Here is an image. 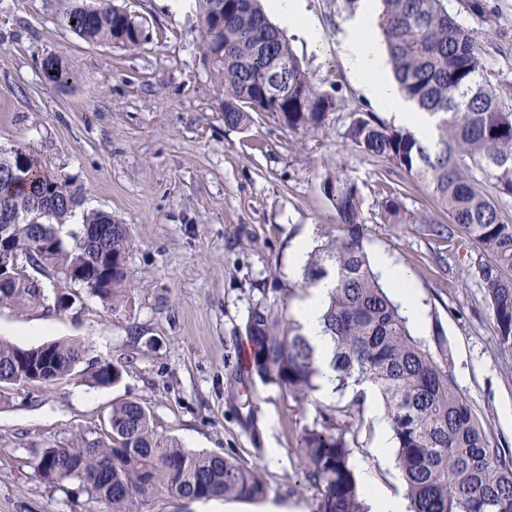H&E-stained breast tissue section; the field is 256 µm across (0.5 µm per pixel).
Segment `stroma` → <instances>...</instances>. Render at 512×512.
<instances>
[{
    "instance_id": "obj_1",
    "label": "stroma",
    "mask_w": 512,
    "mask_h": 512,
    "mask_svg": "<svg viewBox=\"0 0 512 512\" xmlns=\"http://www.w3.org/2000/svg\"><path fill=\"white\" fill-rule=\"evenodd\" d=\"M142 27L133 50L93 44L62 18L59 0H0V146L35 149L48 168L85 191L83 211L126 225L134 285L110 307L51 271L39 272L65 310L0 308V339L30 347L84 344L72 375L43 386L0 388V512H111L77 483L47 484L35 468L43 449L78 438L103 440L113 405L140 403L158 436L185 449L230 456L257 469L268 487L256 501L227 500L226 512L265 506L313 512L316 495L299 477L297 438L348 395L297 403L239 364L245 323L259 302L291 316L306 296L292 262L296 238L319 244L335 211L322 190L342 172L360 187L369 257L386 255L408 273L422 310L413 333L441 332L449 369L502 445L512 449V353L497 342L479 277L485 254L463 234L427 235L419 224L376 222V161L343 132L354 112L373 106L357 89L342 53V0H306L320 44L287 37L318 91L337 108L324 127L297 135L255 115L248 129L224 125L220 88L200 51L193 0H113ZM487 20L461 14L486 62L485 76L512 101V0H486ZM59 60L70 78L47 81L42 65ZM39 335H31V328ZM120 367L121 380L93 387L96 366ZM387 411L373 395L355 424L351 464L399 492L403 484L374 451Z\"/></svg>"
}]
</instances>
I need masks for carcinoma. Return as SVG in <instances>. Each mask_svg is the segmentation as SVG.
<instances>
[{
	"instance_id": "carcinoma-1",
	"label": "carcinoma",
	"mask_w": 512,
	"mask_h": 512,
	"mask_svg": "<svg viewBox=\"0 0 512 512\" xmlns=\"http://www.w3.org/2000/svg\"><path fill=\"white\" fill-rule=\"evenodd\" d=\"M63 19L82 38L137 48L141 26L112 0H60ZM381 35L402 93L436 117L437 138L428 147L413 131L387 124L374 112L354 114L344 137L386 171L400 169L423 185L437 205L419 223L435 236L464 233L489 257L480 268L500 347L512 353V221L477 185L473 171L512 196V107L482 82L484 62L474 37L448 8V0H382ZM458 10L484 19V0H457ZM201 21L202 57L223 92L224 126L244 129L256 112L295 134L325 125L335 100L315 90L283 29L263 13L259 0H196ZM336 213L303 267L310 288L331 276L335 287L323 313L324 332L333 343L330 361L334 391L349 393L348 412L323 415L319 427L298 438L300 472L317 491L316 512H365L360 499L348 418L362 414L369 384L382 396L396 444V460L410 500V512H512V453L459 392L444 358L410 330L400 306L387 295L364 246L367 218L360 189L338 172L322 183ZM82 204V190L50 171L26 149L0 147V237L25 250L37 270L61 275L82 270L77 285L114 306L126 300L131 281L126 255L127 228L104 212L83 215L86 229L102 234L76 240L68 249L57 225L67 223ZM385 224H405L400 193L388 190L377 202ZM36 288L0 286V307L22 311L46 304ZM249 369L262 382L299 402L318 390L322 375L314 350L292 319L263 303L245 324ZM80 343L52 342L22 347L0 341V384L30 383L29 366L40 362L41 383L70 375L82 361ZM121 377L105 364L88 373L94 387ZM106 441L80 440L46 448L36 459L49 484L77 482L112 512H140V505L165 494L175 499H257L268 489L255 469L232 457L182 448L155 434L144 407L122 402L110 413Z\"/></svg>"
}]
</instances>
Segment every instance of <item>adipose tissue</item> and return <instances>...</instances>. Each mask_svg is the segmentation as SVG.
Wrapping results in <instances>:
<instances>
[{
	"instance_id": "obj_1",
	"label": "adipose tissue",
	"mask_w": 512,
	"mask_h": 512,
	"mask_svg": "<svg viewBox=\"0 0 512 512\" xmlns=\"http://www.w3.org/2000/svg\"><path fill=\"white\" fill-rule=\"evenodd\" d=\"M265 2L267 10L282 25L293 28L311 45H318L320 34L307 12L306 0ZM382 11L381 0H361L357 12L346 21L341 39L347 67L366 99L390 112L398 124L409 127L421 143H432L436 119L402 94L380 37ZM377 268L382 280L402 301L407 318L420 321L421 310L413 299L410 276L383 255L377 258ZM334 286L333 278L320 280L294 309V319L313 347L317 363L323 367L329 364L333 344L324 332L322 313Z\"/></svg>"
}]
</instances>
